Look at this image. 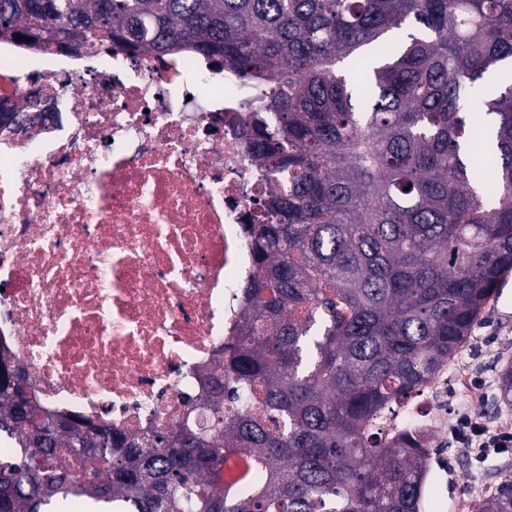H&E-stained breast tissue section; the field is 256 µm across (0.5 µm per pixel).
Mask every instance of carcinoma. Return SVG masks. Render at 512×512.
<instances>
[{
	"label": "carcinoma",
	"instance_id": "obj_1",
	"mask_svg": "<svg viewBox=\"0 0 512 512\" xmlns=\"http://www.w3.org/2000/svg\"><path fill=\"white\" fill-rule=\"evenodd\" d=\"M0 0V38L190 50L268 82L270 190L239 336L184 423L137 439L39 410L0 355V512H420L430 441L385 417L512 271V0ZM512 405V363L497 375ZM239 450L262 475L216 480ZM474 512H512V479Z\"/></svg>",
	"mask_w": 512,
	"mask_h": 512
}]
</instances>
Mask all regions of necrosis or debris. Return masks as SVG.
<instances>
[{
	"mask_svg": "<svg viewBox=\"0 0 512 512\" xmlns=\"http://www.w3.org/2000/svg\"><path fill=\"white\" fill-rule=\"evenodd\" d=\"M253 95L191 51L0 40V346L43 408L140 438L203 420L256 268Z\"/></svg>",
	"mask_w": 512,
	"mask_h": 512,
	"instance_id": "necrosis-or-debris-1",
	"label": "necrosis or debris"
}]
</instances>
